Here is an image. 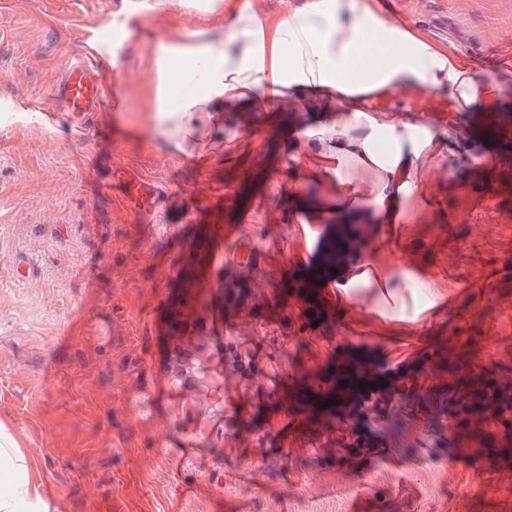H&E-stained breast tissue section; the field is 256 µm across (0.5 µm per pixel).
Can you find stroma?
Instances as JSON below:
<instances>
[{
	"label": "stroma",
	"instance_id": "1",
	"mask_svg": "<svg viewBox=\"0 0 512 512\" xmlns=\"http://www.w3.org/2000/svg\"><path fill=\"white\" fill-rule=\"evenodd\" d=\"M457 52L495 95L446 121L424 202L398 225V261L442 278L446 299L403 324L357 293L337 304L314 256L331 217L289 220L292 163L308 112L227 108L175 146L153 121L159 71L197 31L225 26L219 0H7L0 9V419L65 512H512V428H447L428 410L495 381L512 389V163L473 137L512 120V0H370ZM181 37L158 46L168 29ZM111 42L100 80L118 109L82 132L61 117L65 70ZM55 122H44L47 113ZM166 195L136 211L117 173ZM24 257L32 281L16 284ZM263 280L239 305L223 289ZM204 381L172 373L195 345ZM413 366L390 407L369 411L383 456L345 450L331 405L347 367Z\"/></svg>",
	"mask_w": 512,
	"mask_h": 512
}]
</instances>
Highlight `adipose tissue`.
Listing matches in <instances>:
<instances>
[{
  "instance_id": "1",
  "label": "adipose tissue",
  "mask_w": 512,
  "mask_h": 512,
  "mask_svg": "<svg viewBox=\"0 0 512 512\" xmlns=\"http://www.w3.org/2000/svg\"><path fill=\"white\" fill-rule=\"evenodd\" d=\"M381 57L371 61L373 47ZM191 58L206 61V89L187 94L179 108L164 114L171 140L185 139L196 114L216 101L241 102L265 90L283 97L313 92L324 95L329 123L309 126L296 160L304 177L319 180L322 171L336 179V204L313 205L294 195L298 210L330 211L337 219L395 224L400 205L415 200L440 152L430 128L391 110H369L364 95L391 92L414 83L446 90L460 110H469L486 92L458 53L412 36L371 12L364 0H301L275 17L243 7L232 12L224 37L205 36ZM425 286V309L436 306L445 283L421 280L395 258L389 236L356 261L338 284L344 298L356 289H373L375 304L400 307L402 289ZM0 512H64L61 499L35 472L27 449L13 428L0 421Z\"/></svg>"
}]
</instances>
